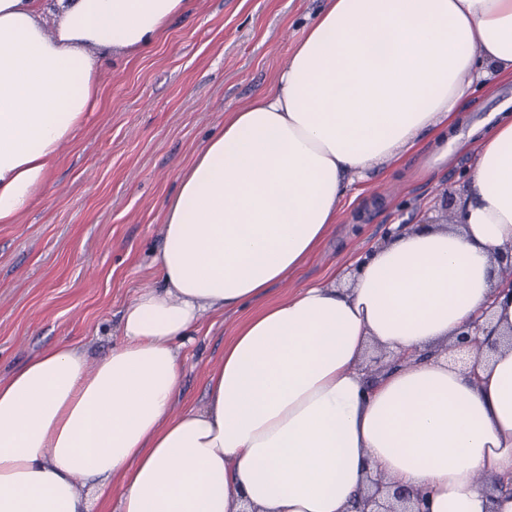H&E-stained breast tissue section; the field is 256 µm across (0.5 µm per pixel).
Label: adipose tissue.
<instances>
[{
  "mask_svg": "<svg viewBox=\"0 0 512 512\" xmlns=\"http://www.w3.org/2000/svg\"><path fill=\"white\" fill-rule=\"evenodd\" d=\"M191 0H0V224L46 191L99 98L103 53L158 42ZM512 78V0H326L274 88L227 113L163 207L159 286L96 360L75 343L0 380V512H350L369 479L428 512H512V347L477 371L440 355L512 328V114L477 127L452 224L396 229L353 279L242 322L204 406L171 414L203 314L287 283L349 182L422 144L448 153L473 74ZM404 355L368 379L370 347Z\"/></svg>",
  "mask_w": 512,
  "mask_h": 512,
  "instance_id": "1",
  "label": "adipose tissue"
}]
</instances>
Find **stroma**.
<instances>
[{
  "label": "stroma",
  "instance_id": "1",
  "mask_svg": "<svg viewBox=\"0 0 512 512\" xmlns=\"http://www.w3.org/2000/svg\"><path fill=\"white\" fill-rule=\"evenodd\" d=\"M324 0H192L154 48L108 57L100 99L82 137L66 146L41 200L13 224H0V378L45 348L67 340L90 358L120 344V316L139 290L155 287L153 257L162 244L161 209L178 175L226 112L273 87ZM512 112V78L477 92L453 132L495 112ZM469 157L447 164L412 153L400 166L352 186L315 256L263 304L301 286L348 281L353 258L391 224L456 217ZM207 315L181 352L173 413L202 406L207 376L239 324L257 309Z\"/></svg>",
  "mask_w": 512,
  "mask_h": 512
}]
</instances>
